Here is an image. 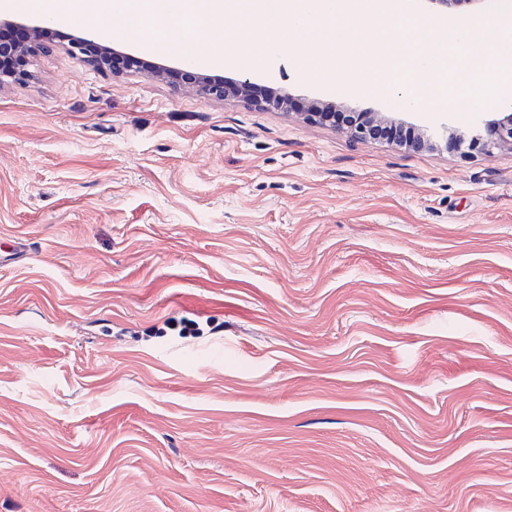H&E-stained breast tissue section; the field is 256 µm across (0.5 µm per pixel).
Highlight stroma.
Masks as SVG:
<instances>
[{
	"instance_id": "1",
	"label": "stroma",
	"mask_w": 512,
	"mask_h": 512,
	"mask_svg": "<svg viewBox=\"0 0 512 512\" xmlns=\"http://www.w3.org/2000/svg\"><path fill=\"white\" fill-rule=\"evenodd\" d=\"M62 45L0 85V512H512V150L299 73ZM362 112L430 148L351 137ZM180 76L181 82L197 95L207 99H224L228 92L254 97L255 84L249 78L243 77L232 83H225L223 77H217L209 74L208 70L202 66L195 65L194 61L186 57L183 67L176 71Z\"/></svg>"
}]
</instances>
